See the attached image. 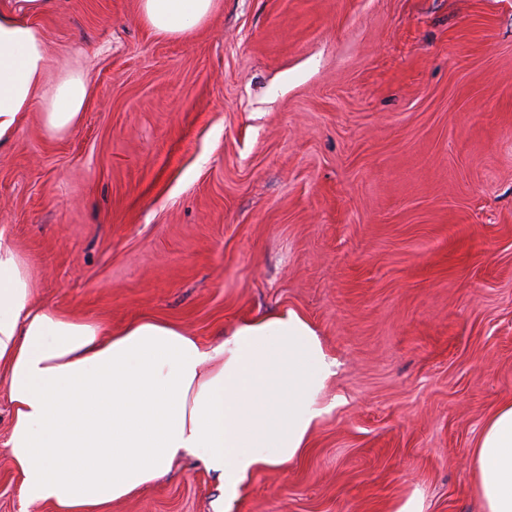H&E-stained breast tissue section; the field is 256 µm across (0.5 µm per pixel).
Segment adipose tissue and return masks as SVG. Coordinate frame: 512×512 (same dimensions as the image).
I'll return each instance as SVG.
<instances>
[{
	"instance_id": "ef3b65f1",
	"label": "adipose tissue",
	"mask_w": 512,
	"mask_h": 512,
	"mask_svg": "<svg viewBox=\"0 0 512 512\" xmlns=\"http://www.w3.org/2000/svg\"><path fill=\"white\" fill-rule=\"evenodd\" d=\"M217 0H137L164 38L201 28ZM51 0H0V146L30 113L58 136L79 126L92 88L55 55L36 19ZM26 256L0 236V388L5 444L26 505L108 512L179 459L236 498L258 470L284 467L336 406V361L300 312L237 321L211 345L179 324L140 317L119 330L38 302ZM482 512H512V402L470 449Z\"/></svg>"
}]
</instances>
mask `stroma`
Returning <instances> with one entry per match:
<instances>
[{"label": "stroma", "mask_w": 512, "mask_h": 512, "mask_svg": "<svg viewBox=\"0 0 512 512\" xmlns=\"http://www.w3.org/2000/svg\"><path fill=\"white\" fill-rule=\"evenodd\" d=\"M80 126L0 148V235L40 300L205 344L294 309L338 363L305 454L232 502L175 463L111 512H480L469 449L512 401V0H220L155 36L55 0ZM0 512L25 506L4 444Z\"/></svg>", "instance_id": "1"}]
</instances>
